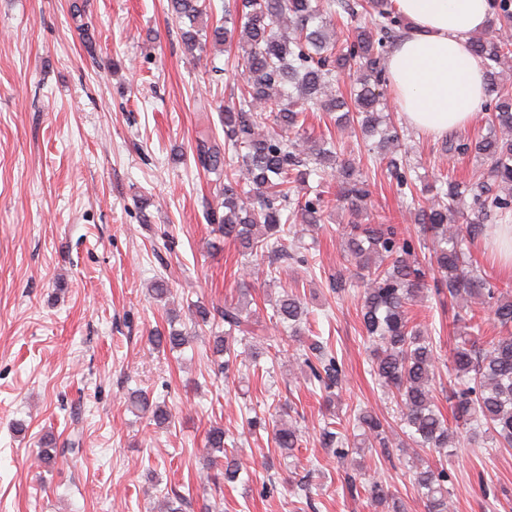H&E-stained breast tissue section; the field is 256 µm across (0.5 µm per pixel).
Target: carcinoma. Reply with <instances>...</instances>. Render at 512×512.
<instances>
[{
    "label": "carcinoma",
    "mask_w": 512,
    "mask_h": 512,
    "mask_svg": "<svg viewBox=\"0 0 512 512\" xmlns=\"http://www.w3.org/2000/svg\"><path fill=\"white\" fill-rule=\"evenodd\" d=\"M489 27L512 22V0H492ZM181 25V41L193 52L207 43L234 44L242 57L245 78L237 102L221 112L224 145L202 151L199 160L206 172L223 181L219 209L209 212L210 223L224 239L238 245L243 256L268 257L266 276L280 265L297 260L288 251L284 236L301 222L308 227L328 219L323 192L292 199L291 187L316 175L333 183L336 200L343 203L348 221L342 227L343 257L368 273L363 291L361 318L371 349L373 373L394 400L402 433L426 452L450 455L471 444L481 434L491 435L498 448L512 447V288H501L480 273L467 240L483 231L493 218L512 222V93L501 84L502 64L512 62V45L492 34L471 38L473 52L487 63L490 115L484 129L472 137L451 134L444 153L473 155L480 168L465 181L448 179L431 190L425 205L417 208L419 232L431 236V262L440 274L438 292L448 293L458 308V342L453 350V387L448 403L455 420L450 427L435 395L436 343L434 337L411 322L409 307L428 283L417 259L412 237L399 224H364L362 213L370 198L371 183L355 165L338 155L333 142L317 139L305 130V112L312 107L328 115L338 112V127L351 123L348 104L357 110L361 129L379 135L378 160L401 187L414 185L412 167L405 156L390 150L398 143V129L383 119L379 106L386 77L380 61L387 53L403 17L391 0H232L224 7V23L208 25L210 0H171ZM342 9L352 22L348 35L337 36L334 17ZM356 73L350 101L328 93L342 74ZM253 303L247 282L238 296L222 307L194 305L195 324H224V334L212 337L213 350L224 355L219 368L228 373L237 367L244 343L257 359L258 345L265 346L271 362L284 353L264 335L262 321L248 307ZM271 318L289 330V338L302 344L308 376L326 391L332 389L338 362L324 341L302 343V324L308 310L303 299L285 293L272 306ZM491 320L499 335L479 340L483 322ZM149 342L156 349H178L185 333L172 329L156 332ZM133 406L158 425L171 423V414L143 394L133 396ZM362 443L388 447L390 435L378 416L362 411L355 416ZM273 442L286 454L299 445V433L280 414L271 416ZM342 421H331L324 431L336 458L344 460L350 449L341 432ZM224 428L207 432L209 464L215 453L224 454V481L239 480L241 468L234 451L226 446ZM448 470L426 464L416 468L412 484L427 512H449ZM369 499L383 505L394 502L390 487L365 479Z\"/></svg>",
    "instance_id": "cac0c4a2"
}]
</instances>
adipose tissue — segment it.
Here are the masks:
<instances>
[{"label": "adipose tissue", "mask_w": 512, "mask_h": 512, "mask_svg": "<svg viewBox=\"0 0 512 512\" xmlns=\"http://www.w3.org/2000/svg\"><path fill=\"white\" fill-rule=\"evenodd\" d=\"M408 22L386 61L394 103L429 138L471 124L486 99L485 66L469 47L484 29L490 0H393Z\"/></svg>", "instance_id": "obj_1"}]
</instances>
